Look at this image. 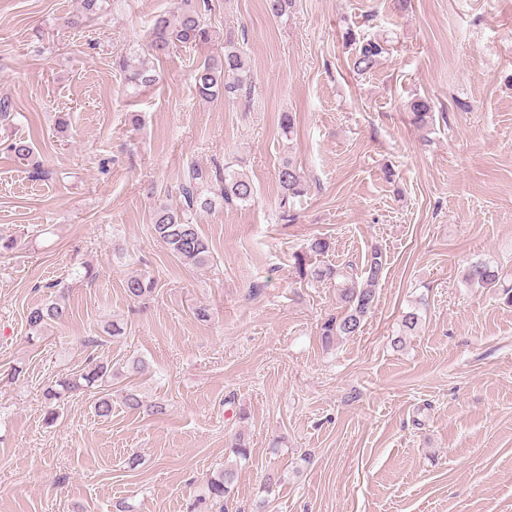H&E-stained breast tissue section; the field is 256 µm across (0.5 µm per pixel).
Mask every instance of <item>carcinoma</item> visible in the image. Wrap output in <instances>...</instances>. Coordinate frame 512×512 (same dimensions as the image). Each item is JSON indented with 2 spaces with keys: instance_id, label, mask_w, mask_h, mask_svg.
<instances>
[{
  "instance_id": "cac0c4a2",
  "label": "carcinoma",
  "mask_w": 512,
  "mask_h": 512,
  "mask_svg": "<svg viewBox=\"0 0 512 512\" xmlns=\"http://www.w3.org/2000/svg\"><path fill=\"white\" fill-rule=\"evenodd\" d=\"M109 0H82V11L67 19V25L79 27L84 22L108 13ZM206 4L201 0H180L178 14L173 18L158 16L154 19L148 50L151 55L160 57L167 54L174 45L197 46L209 40V30L205 23ZM355 44L353 69L360 74L371 71L379 58L387 52V42L377 38L358 39L350 36ZM118 67L126 74L127 82L133 86H149L156 81L152 69L132 64L130 58L121 56ZM247 79L246 67L241 52L233 43L224 47L223 57L207 58L194 69L193 89L195 95L204 100H212L219 95L230 99L241 90ZM412 122L421 128L433 123L431 102L425 97H415L408 102ZM282 191V203L303 196L306 183L300 171L291 163L282 165L278 173ZM177 194L180 205L175 208L163 207L154 215V234L166 245L170 254L183 265L203 266L211 257L208 241L199 231L198 225L191 222L188 214L206 210L212 206V196H217L227 206L244 204L254 198L255 187L250 178L239 172L221 174L207 173L191 167L184 173ZM331 248V242L324 237H314L304 249L293 255L298 278L308 284L330 282L335 284L336 297L341 312L329 317L321 326L322 346L329 349L337 341L357 335L364 318L371 312L377 301L376 287L384 270L382 252L373 250L366 259L361 271L351 266L340 267L326 262L314 263L312 258L322 256ZM464 280L481 288H494L500 281L499 271L486 261H476L467 267ZM157 288V281L141 273L130 276L125 282V293L134 301H146ZM68 315L65 289L61 288L54 297L28 309L27 336L33 340L55 322ZM112 376V367L90 361L81 372L60 380L47 389L45 398L49 402L60 401L66 394L84 388H91L105 382ZM237 474L232 468H224L206 483V492L189 507V512H209V509L224 505L230 494Z\"/></svg>"
}]
</instances>
